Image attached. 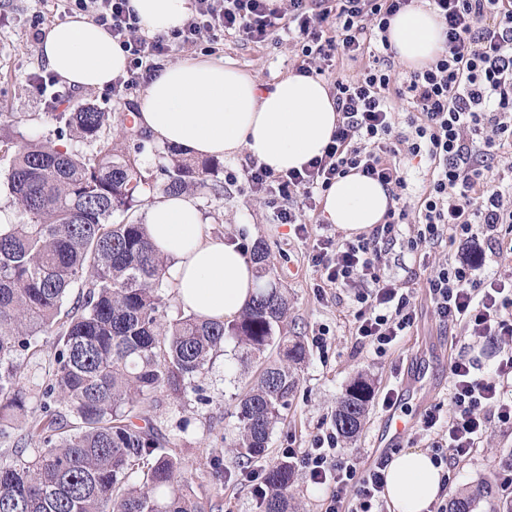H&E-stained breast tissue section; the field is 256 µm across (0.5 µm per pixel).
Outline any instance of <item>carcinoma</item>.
<instances>
[{
    "label": "carcinoma",
    "mask_w": 512,
    "mask_h": 512,
    "mask_svg": "<svg viewBox=\"0 0 512 512\" xmlns=\"http://www.w3.org/2000/svg\"><path fill=\"white\" fill-rule=\"evenodd\" d=\"M55 118L69 139L90 144L112 125V113L91 106ZM0 143L14 151L6 187L17 215L0 233V435L22 420L41 444L31 456L15 448L13 462L0 465V512H220L219 503L187 492L183 462L165 451L168 441L145 415L144 396L198 391L192 383L224 351L225 339H236L241 359L261 366L239 401L235 441L240 470L257 466L306 358L299 337L277 334L288 299L258 244L252 258L260 287L238 318L224 323L188 314L168 321L160 295L168 266L145 224L112 223L115 212L157 192L207 187L219 161L174 157L159 187L108 143L88 161L51 140ZM75 286L82 292L66 309ZM49 335L54 367L41 413L30 418L20 387L22 355ZM272 349L277 360L268 363ZM371 398V384L354 378L336 409L342 437L359 433ZM294 472L286 461L264 468L261 512H290ZM485 494H462L449 512H472Z\"/></svg>",
    "instance_id": "obj_1"
}]
</instances>
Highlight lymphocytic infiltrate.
Here are the masks:
<instances>
[{
	"mask_svg": "<svg viewBox=\"0 0 512 512\" xmlns=\"http://www.w3.org/2000/svg\"><path fill=\"white\" fill-rule=\"evenodd\" d=\"M414 0H194L181 27L146 35L128 0H59L66 14H84L127 55L112 95L150 82L174 48L224 37L263 43L287 37L298 50L296 74L331 77L336 128L321 156L302 169L274 173L259 161L239 172L253 195L267 200L279 223L306 232L305 215L336 179L358 172L382 183L397 206L381 223L347 239L324 228L311 262L324 287L346 292L354 334L383 352L413 327L412 290L387 275L394 246L415 255L449 239L465 253L432 270L425 282L439 323L462 326L468 347L492 346L498 360L485 372L479 359L458 354L448 367V408L427 411L432 459L448 484L456 465L494 427L512 426V275L486 271L483 244L501 248L512 237V183L496 163L512 148V0H429L445 26V44L423 68L400 72L389 39L391 21ZM369 58L357 78L336 61ZM426 166L428 185L404 201L400 158ZM411 233H403L404 224ZM336 436L310 439L300 462L312 483L327 486L323 512H384L388 455L369 465L339 463Z\"/></svg>",
	"mask_w": 512,
	"mask_h": 512,
	"instance_id": "lymphocytic-infiltrate-1",
	"label": "lymphocytic infiltrate"
}]
</instances>
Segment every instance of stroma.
Instances as JSON below:
<instances>
[{
  "label": "stroma",
  "mask_w": 512,
  "mask_h": 512,
  "mask_svg": "<svg viewBox=\"0 0 512 512\" xmlns=\"http://www.w3.org/2000/svg\"><path fill=\"white\" fill-rule=\"evenodd\" d=\"M43 15L46 26L60 20L55 0H0V138L15 133L34 139L56 138L60 125L51 111L76 112L86 106L111 113L112 126L105 135L114 150L127 155L141 171L163 182L171 167L165 145L154 141L145 129L136 127L141 90H133L123 100L112 97L110 89H67L65 99L50 105L37 90L40 79L50 77L39 45L28 38L33 16ZM216 55L234 62L253 75L263 87L294 73L296 50L287 38L244 44L225 38L216 51L187 45L169 57V64L186 58L206 59ZM248 153L223 159V171L194 196L209 222L213 236L239 243L251 250L260 243L268 251L273 280L288 297V319L283 331L302 337L307 343V359L299 373L296 390L283 409L281 422L274 427L268 463L287 459L289 450H302L316 434L334 430L336 404L356 376H364L373 388L368 419L360 434L351 440L339 439L336 454L340 461L358 460L367 464L380 455L377 444L384 412L381 398L392 386L401 385L416 368L426 377L412 398L397 407L414 420H421L427 409L448 403V360L457 354L463 329L446 331L434 318L423 290L422 276L408 275L412 256L393 264L389 272L414 288L417 318L408 336L379 353L359 347L353 335L348 301L337 298L335 289H318L317 275L309 254L320 232L319 214L309 217L306 236L295 235L292 226L275 221L272 209L252 195L242 184L226 181L230 171H240ZM325 334L327 345L313 347L314 336ZM234 340H226L224 353L214 359L196 380L199 394L184 397L163 393L150 395L145 407L158 428L166 434L169 454L181 458L191 481L192 494L202 501L218 502L222 512H260L254 482L241 476L231 451L237 435V404L257 370L243 365ZM54 361L51 339L41 338L38 351L24 361L23 389L32 414L41 411L42 392L49 381ZM512 466V428L495 430L469 459L461 461L448 483L449 496L470 492L488 484L492 499L475 501L473 512H490L492 502L512 500V488L500 486L499 475Z\"/></svg>",
  "instance_id": "stroma-1"
}]
</instances>
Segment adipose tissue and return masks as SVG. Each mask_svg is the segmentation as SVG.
Listing matches in <instances>:
<instances>
[{
  "label": "adipose tissue",
  "mask_w": 512,
  "mask_h": 512,
  "mask_svg": "<svg viewBox=\"0 0 512 512\" xmlns=\"http://www.w3.org/2000/svg\"><path fill=\"white\" fill-rule=\"evenodd\" d=\"M129 5L149 35L182 26L191 12L189 0H129ZM389 39L400 63L415 69L436 57L445 36L433 10L419 6L392 20ZM41 53L61 83L84 89L111 85L127 65L120 45L81 15L53 25ZM337 119L322 80L291 74L267 89L219 57L165 67L144 89L136 122L185 155L220 159L245 152L284 173L321 155ZM392 204L380 183L352 173L326 192L321 217L360 232L381 223ZM146 230L168 264L186 312L226 320L251 301L256 288L252 262L236 245L211 236L193 196L152 203ZM439 491V470L426 451L410 448L394 456L386 471L390 512H428Z\"/></svg>",
  "instance_id": "1"
}]
</instances>
